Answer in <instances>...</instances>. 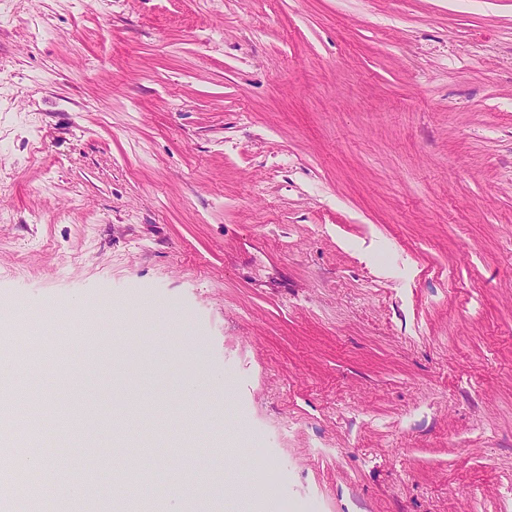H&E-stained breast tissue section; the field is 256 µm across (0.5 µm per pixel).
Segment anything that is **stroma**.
<instances>
[{"label": "stroma", "instance_id": "1", "mask_svg": "<svg viewBox=\"0 0 512 512\" xmlns=\"http://www.w3.org/2000/svg\"><path fill=\"white\" fill-rule=\"evenodd\" d=\"M0 356V512H512V0H0Z\"/></svg>", "mask_w": 512, "mask_h": 512}]
</instances>
